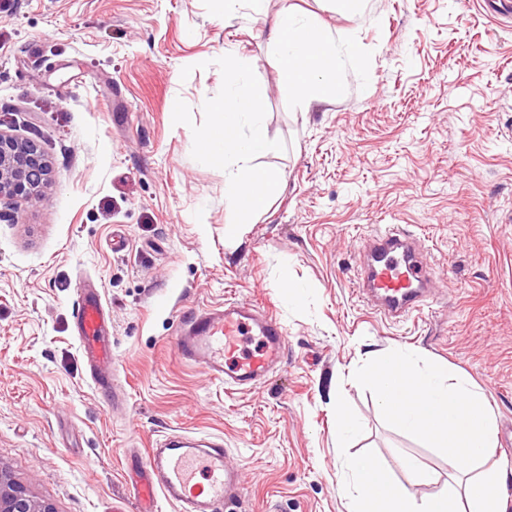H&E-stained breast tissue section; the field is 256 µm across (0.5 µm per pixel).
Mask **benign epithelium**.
<instances>
[{"mask_svg":"<svg viewBox=\"0 0 512 512\" xmlns=\"http://www.w3.org/2000/svg\"><path fill=\"white\" fill-rule=\"evenodd\" d=\"M50 167L38 146L0 131V196L20 197L29 203L42 199ZM0 512H55L39 500L8 470L0 468Z\"/></svg>","mask_w":512,"mask_h":512,"instance_id":"obj_1","label":"benign epithelium"}]
</instances>
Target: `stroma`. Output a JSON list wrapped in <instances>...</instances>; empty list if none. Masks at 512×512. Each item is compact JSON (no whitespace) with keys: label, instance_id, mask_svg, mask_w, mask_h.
Listing matches in <instances>:
<instances>
[{"label":"stroma","instance_id":"1","mask_svg":"<svg viewBox=\"0 0 512 512\" xmlns=\"http://www.w3.org/2000/svg\"><path fill=\"white\" fill-rule=\"evenodd\" d=\"M336 39L342 89L302 112L279 91L268 42L283 4ZM255 61L284 187L226 233L223 168L195 144L224 97V50ZM0 130L51 169L39 203L0 198V467L55 512L133 500L132 454L171 434L223 438L244 492L230 512H349L344 462L448 464L396 426L353 376L413 351L456 366L512 426V14L475 0H269L224 16L213 0H0ZM420 236L433 304L382 318L354 292L365 240ZM299 285L288 296L286 281ZM112 324L123 405L92 385L75 337L76 288ZM257 305L282 361L235 390L175 352L185 316ZM357 428L336 443V404Z\"/></svg>","mask_w":512,"mask_h":512}]
</instances>
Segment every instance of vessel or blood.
<instances>
[{"mask_svg": "<svg viewBox=\"0 0 512 512\" xmlns=\"http://www.w3.org/2000/svg\"><path fill=\"white\" fill-rule=\"evenodd\" d=\"M368 264L357 286L371 295L380 315L396 318L419 310L433 274L417 251L412 235L388 226L369 239ZM80 350L98 390L112 385V334L100 294L83 289L75 317ZM260 348L243 352L245 338ZM285 348L281 324L250 303L225 302L219 312L192 315L176 341L179 357L229 387L246 389L280 362ZM222 442L184 435L166 437L139 458L140 477L133 489L135 512H158V500L177 512H224L243 490L238 469L225 461Z\"/></svg>", "mask_w": 512, "mask_h": 512, "instance_id": "vessel-or-blood-1", "label": "vessel or blood"}]
</instances>
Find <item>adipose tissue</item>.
Masks as SVG:
<instances>
[{
    "label": "adipose tissue",
    "instance_id": "adipose-tissue-1",
    "mask_svg": "<svg viewBox=\"0 0 512 512\" xmlns=\"http://www.w3.org/2000/svg\"><path fill=\"white\" fill-rule=\"evenodd\" d=\"M269 39L283 94L306 112L335 101L340 64L331 32L286 5L275 16ZM252 68L251 58L225 49L224 99L213 106L214 126L198 144L207 162L225 168L224 199L244 218L264 210L281 190L278 174L253 163L273 145L263 132L264 93L250 84ZM228 128L236 135L226 143L221 134ZM358 379L375 387L381 407L400 426L443 450L450 473L440 490L418 499L411 484L430 485L436 477L416 457L399 460L409 477L405 483L390 479L374 459L351 458L345 465L351 512H501L512 463L475 472V465L493 452L497 428L484 394L465 376L401 351L372 362Z\"/></svg>",
    "mask_w": 512,
    "mask_h": 512
}]
</instances>
